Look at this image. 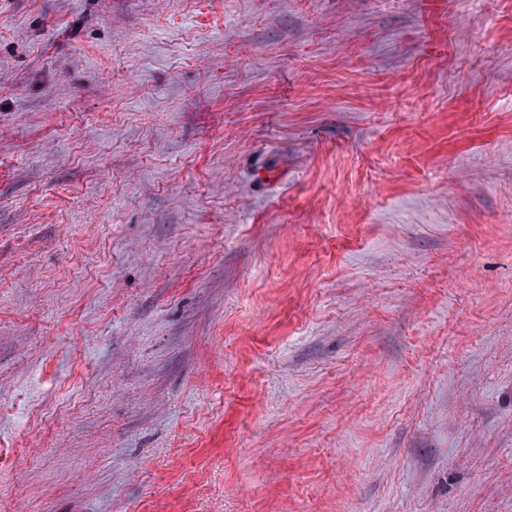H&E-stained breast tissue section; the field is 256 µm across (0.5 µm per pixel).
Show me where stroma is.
Segmentation results:
<instances>
[{
	"label": "stroma",
	"instance_id": "1",
	"mask_svg": "<svg viewBox=\"0 0 512 512\" xmlns=\"http://www.w3.org/2000/svg\"><path fill=\"white\" fill-rule=\"evenodd\" d=\"M0 512H512V0H0Z\"/></svg>",
	"mask_w": 512,
	"mask_h": 512
}]
</instances>
